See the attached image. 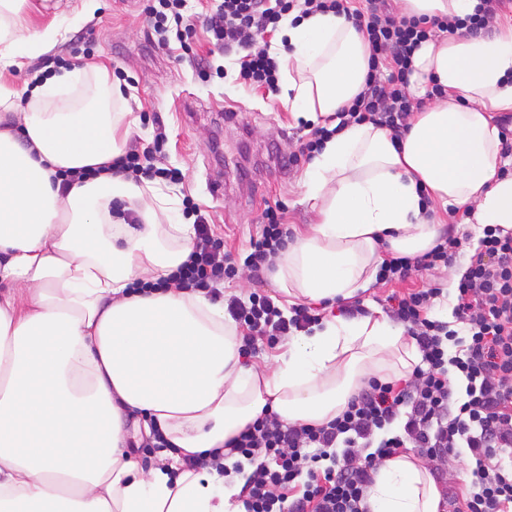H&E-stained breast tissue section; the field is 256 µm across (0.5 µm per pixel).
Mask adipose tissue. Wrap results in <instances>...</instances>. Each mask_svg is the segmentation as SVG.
<instances>
[{"mask_svg": "<svg viewBox=\"0 0 512 512\" xmlns=\"http://www.w3.org/2000/svg\"><path fill=\"white\" fill-rule=\"evenodd\" d=\"M28 0H0V66L49 52L63 16L28 29ZM288 76L282 92L304 119L328 116L364 87L369 47L344 16L284 21ZM411 90L447 92L401 141L370 124L323 144L305 176L318 221L277 258L289 297H354L375 281L381 243L421 255L435 245L422 190L470 206L481 225L512 229V177L498 178L492 123L512 112V28L457 31L414 54ZM66 71L29 89L17 111L0 84V512H243L242 476L186 469L188 454L223 447L264 409L285 422L339 413L365 377L411 371L419 360L387 319L321 320L292 336L273 374L240 364L222 302L186 290L132 294L135 280L168 276L188 256L194 225L170 188L109 173L68 189L52 177L112 161L123 151L120 112L52 109L75 85ZM128 204L140 221L111 214ZM157 424L170 442L146 467L128 447V420ZM441 495L409 456L385 462L369 490L371 512H438Z\"/></svg>", "mask_w": 512, "mask_h": 512, "instance_id": "obj_1", "label": "adipose tissue"}]
</instances>
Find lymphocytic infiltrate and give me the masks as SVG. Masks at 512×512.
Returning a JSON list of instances; mask_svg holds the SVG:
<instances>
[{"label":"lymphocytic infiltrate","mask_w":512,"mask_h":512,"mask_svg":"<svg viewBox=\"0 0 512 512\" xmlns=\"http://www.w3.org/2000/svg\"><path fill=\"white\" fill-rule=\"evenodd\" d=\"M185 0H151L150 27L159 46L191 30L182 10ZM512 10V0H480L474 14L462 20L395 17L389 0H366L365 7L347 0H221L205 25L217 48L239 55L243 84L279 90L281 66L258 48L256 40L277 30L290 13L317 12L352 18L369 43L368 72L362 91L335 114V127H315L298 151L282 155L283 166L321 151L333 132L353 124H371L401 139L415 112L427 100L443 97L432 86L424 97L409 92L413 56L434 33L466 27L481 34L498 14ZM165 137L151 144L130 145L101 167L61 172V187L93 179L109 171L134 182H176L178 170L164 167ZM195 215L196 236L187 259L166 278L134 282L132 292L176 287L200 291L224 301V311L241 330L238 354L253 356L258 342L276 345L287 336L309 331L320 320L318 308L295 304L281 308L271 295L248 299L222 297L220 287L249 273L261 278L288 248L291 232L283 206L266 208L258 234L241 256H234L211 224ZM466 245L452 231L416 256L388 254L376 279L406 281L414 273L452 264ZM442 288H413L388 296V315L403 326L420 354L412 372L399 379L368 378L336 417L319 424L284 422L275 412H262L226 443L246 457L253 470L239 501L244 512H369L368 491L375 475L391 457L413 452L432 463L439 482L448 480V463L468 461L463 489L444 495L449 512H512V230L485 225L480 244L469 258L456 289L453 322L430 318Z\"/></svg>","instance_id":"1"}]
</instances>
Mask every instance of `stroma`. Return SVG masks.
I'll return each instance as SVG.
<instances>
[{
	"label": "stroma",
	"instance_id": "obj_1",
	"mask_svg": "<svg viewBox=\"0 0 512 512\" xmlns=\"http://www.w3.org/2000/svg\"><path fill=\"white\" fill-rule=\"evenodd\" d=\"M217 4L187 0L186 13L194 23L190 37L158 49L147 41L146 0H98L92 18L67 20V32L50 55L73 68L103 63L121 71L111 84L123 94L111 105L113 111L129 113V139L149 143L157 123H164L165 163L182 173L174 185L177 196L193 199L205 210L218 236L237 252L256 234L268 206H284L285 222L296 236L316 216L305 200L307 162L289 170L275 158L296 150L298 117L279 95L238 83L236 55L218 51L202 25L203 16ZM228 109L238 111V120L225 119ZM211 176L223 181L221 193H210ZM467 264L463 256L448 269L377 283L361 299L372 311L394 292L434 284L452 289V274L465 271Z\"/></svg>",
	"mask_w": 512,
	"mask_h": 512
}]
</instances>
